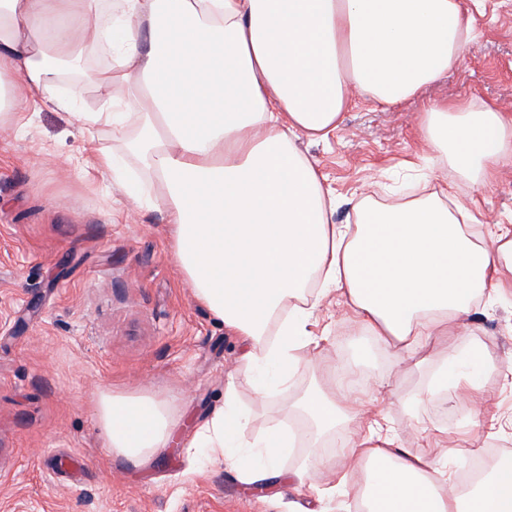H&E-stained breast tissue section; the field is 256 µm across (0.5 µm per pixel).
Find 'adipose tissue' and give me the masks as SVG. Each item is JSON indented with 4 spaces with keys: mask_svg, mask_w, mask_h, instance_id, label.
Returning <instances> with one entry per match:
<instances>
[{
    "mask_svg": "<svg viewBox=\"0 0 512 512\" xmlns=\"http://www.w3.org/2000/svg\"><path fill=\"white\" fill-rule=\"evenodd\" d=\"M96 4L0 0V115L20 125L43 102L119 135L137 117L127 150L162 189L170 250L198 301L242 337L243 361L262 367L256 396L287 389L299 350L321 343L309 317L335 293L364 333L426 368L427 393L467 402L474 424H496L478 374L486 351L458 342L477 335L472 317L484 298L512 295V225L474 232L467 208L448 206L444 183L391 205L361 199L353 223H330L323 178L294 144L328 139L355 94L393 107L460 67L474 37L467 13L481 0H120L109 21ZM85 31L107 38L113 55L92 75L102 93L93 112L75 111L79 90L65 96L58 84ZM418 132L470 187L512 167V115L493 105H431ZM442 336L447 355L421 358ZM310 370L301 406L314 427L295 469L280 464L292 445L284 424L267 426L253 447L240 443L231 382L189 456L204 448L243 484L284 479L319 501L364 500L367 512H512L511 460L462 494L427 453L401 446L384 410L335 367ZM94 404L109 455L141 464L168 447L167 398L106 387ZM344 424L353 430L341 436L333 477L319 481L317 447ZM357 471L366 474L359 488Z\"/></svg>",
    "mask_w": 512,
    "mask_h": 512,
    "instance_id": "1",
    "label": "adipose tissue"
}]
</instances>
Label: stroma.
<instances>
[{
  "label": "stroma",
  "mask_w": 512,
  "mask_h": 512,
  "mask_svg": "<svg viewBox=\"0 0 512 512\" xmlns=\"http://www.w3.org/2000/svg\"><path fill=\"white\" fill-rule=\"evenodd\" d=\"M473 17L478 35L444 80L386 110L359 101L328 141L298 140L336 198L331 223H350L361 194L382 204L423 177L449 175L418 137L431 103L488 102L512 113V0H483ZM27 117L21 129L0 123V512H339L285 482L244 485L219 458L193 464L185 443L223 405L227 380L251 419L240 435L250 442L276 422L309 428L297 402L313 376L298 368L287 390L258 399L244 344L196 300L169 250L160 186L128 159L127 180L145 199L132 206L109 175L83 164L93 147L121 152L111 128L85 129L44 104ZM459 199L481 224H512V169ZM475 322L492 366L490 407L504 424L478 433L484 447L512 449V384L498 375L512 361V298L483 306ZM309 324L323 343L305 356H357L358 388L387 410L403 446L447 459L450 478L466 471L471 458L456 443L467 406L426 395L425 369L399 364L341 306L322 304ZM107 386L170 399L174 443L144 464L109 456L94 410ZM413 393L419 420L445 436L427 444L409 431L404 399Z\"/></svg>",
  "instance_id": "obj_1"
}]
</instances>
